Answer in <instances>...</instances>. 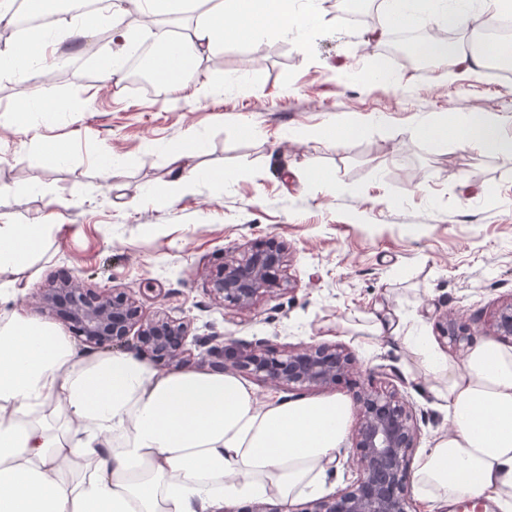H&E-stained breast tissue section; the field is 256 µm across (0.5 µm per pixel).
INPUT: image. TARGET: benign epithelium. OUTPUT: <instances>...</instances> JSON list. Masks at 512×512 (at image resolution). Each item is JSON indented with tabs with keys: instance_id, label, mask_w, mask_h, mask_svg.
<instances>
[{
	"instance_id": "benign-epithelium-1",
	"label": "benign epithelium",
	"mask_w": 512,
	"mask_h": 512,
	"mask_svg": "<svg viewBox=\"0 0 512 512\" xmlns=\"http://www.w3.org/2000/svg\"><path fill=\"white\" fill-rule=\"evenodd\" d=\"M288 249L270 239L258 247L236 251L224 259L209 281V291L224 307L249 311L257 300L289 284ZM41 308L62 317L70 332L97 349L134 347L156 363L180 368L190 362L194 343L212 369H234L279 389L333 387L354 371V359L334 344L302 345L278 350L263 339L247 345L212 331L190 336L191 324L167 316L147 318L129 292L92 288L67 273L36 295ZM441 335L454 346L471 344V336L438 320ZM497 340L512 343V300L494 314ZM356 404L353 480L336 493L312 503L307 512H416L410 495V461L417 448L418 427L413 407L397 389L359 387Z\"/></svg>"
}]
</instances>
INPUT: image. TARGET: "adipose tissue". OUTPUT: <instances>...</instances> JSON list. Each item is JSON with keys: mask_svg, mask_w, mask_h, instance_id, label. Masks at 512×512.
<instances>
[{"mask_svg": "<svg viewBox=\"0 0 512 512\" xmlns=\"http://www.w3.org/2000/svg\"><path fill=\"white\" fill-rule=\"evenodd\" d=\"M187 0H117L111 13L80 17L21 47L0 52L7 69L50 76L61 44L85 41L102 24L121 27L176 16ZM480 16L447 0H387L381 27H464L512 11V0H483ZM277 22L282 32L311 25L288 0H213L187 41L162 39L154 71L167 83L194 75L203 57ZM494 111L433 116L421 138L512 154ZM43 238L39 225L0 224V274L27 266ZM407 347L440 379L449 432L418 458L412 492L426 512L461 495L512 512V348L487 342L461 365L424 337ZM353 418L341 397L257 396L232 372H162L121 352H87L55 326L22 313L0 322V512H226L242 499L282 507L326 489Z\"/></svg>", "mask_w": 512, "mask_h": 512, "instance_id": "ef3b65f1", "label": "adipose tissue"}]
</instances>
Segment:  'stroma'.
Masks as SVG:
<instances>
[{
  "instance_id": "1",
  "label": "stroma",
  "mask_w": 512,
  "mask_h": 512,
  "mask_svg": "<svg viewBox=\"0 0 512 512\" xmlns=\"http://www.w3.org/2000/svg\"><path fill=\"white\" fill-rule=\"evenodd\" d=\"M367 25L320 10L308 30L268 28L202 60L197 83L165 95L101 87L99 66L124 41L63 46L65 79L0 77V214L47 224L26 269L0 275V321L38 309L35 289L59 270L101 289L141 291L146 316L188 320L225 337L280 350L336 344L355 358L359 382L384 364L413 403L420 449L450 423L419 356L415 333L461 364L465 351L439 337L440 314L489 341L490 315L512 300V155L419 137L437 112L501 111L512 139V77L457 76L456 66L400 68L369 81L380 52ZM56 101L44 114L32 97ZM360 127L357 136L346 126ZM331 125L335 141L315 140ZM66 146L64 160L52 159ZM202 177L168 202L171 154ZM232 173L228 182L216 172ZM331 174V183L314 178ZM275 238L288 248L290 287L253 311L222 307L208 281L226 252ZM385 326L372 337L374 322Z\"/></svg>"
}]
</instances>
